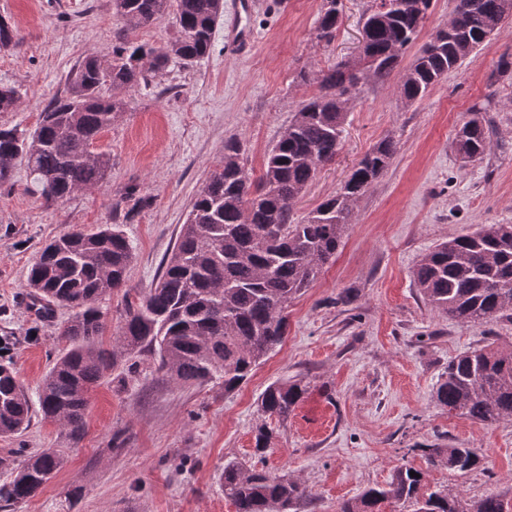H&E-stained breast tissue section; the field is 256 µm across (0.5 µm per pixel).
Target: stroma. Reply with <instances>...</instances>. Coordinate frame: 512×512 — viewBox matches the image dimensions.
Wrapping results in <instances>:
<instances>
[{
  "mask_svg": "<svg viewBox=\"0 0 512 512\" xmlns=\"http://www.w3.org/2000/svg\"><path fill=\"white\" fill-rule=\"evenodd\" d=\"M235 0H224L207 56L170 63L136 88L106 89L124 110L100 134L93 152L107 155L105 181L68 198L45 199L15 163L0 185V330L15 332L14 371L35 394L67 344L60 337L71 312L45 321L32 311L25 282L42 247L73 230L119 225L135 259L123 290L103 297L108 335L121 326L127 301L152 288L208 173L235 138L248 168L261 173L266 153L298 103L319 91L321 71L354 56L372 0H342L331 43L318 41L322 0H259L249 18L251 54H226ZM0 16L18 42L0 48V83L15 86V111L1 128L32 132L44 107L67 94L71 72L87 57L109 62L122 27L113 0H0ZM416 46L398 73L367 85L351 104L342 146L303 198L292 206L306 219L340 188L378 141L392 137L391 165L358 202L352 224L311 288L287 309L283 342L234 391L223 383L188 386L141 364L119 361L90 393L81 438L33 413L19 435L0 437V458L22 461L55 450L66 466L28 501L6 512H235L224 495V467L236 461L273 476L300 479L313 499L304 512H337L395 468L425 466L426 448L476 449L481 465L463 475L427 468L431 488L475 501L497 493L512 502V421L483 424L448 413L434 392L453 357L489 342L512 347V324H463L434 309L413 282L418 260L436 244L484 224H512V16L490 45L469 55L418 103L398 92ZM488 107L491 151L462 163L453 149L460 123ZM147 206L126 199L129 187ZM349 303H337L338 294ZM298 381L302 400L286 421L263 413L261 393ZM272 431L264 452L259 427Z\"/></svg>",
  "mask_w": 512,
  "mask_h": 512,
  "instance_id": "35a3bbf8",
  "label": "stroma"
}]
</instances>
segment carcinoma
I'll list each match as a JSON object with an SVG mask.
<instances>
[{
    "instance_id": "obj_1",
    "label": "carcinoma",
    "mask_w": 512,
    "mask_h": 512,
    "mask_svg": "<svg viewBox=\"0 0 512 512\" xmlns=\"http://www.w3.org/2000/svg\"><path fill=\"white\" fill-rule=\"evenodd\" d=\"M386 13L367 15L365 70L343 60L319 77L320 92L301 101L293 119L269 148L264 170L255 178L243 162L236 138L224 143V160L211 171L192 203L186 224L163 262L155 286L128 302L124 323L108 351L100 347L105 322L97 302L123 287L135 258L117 225L93 232L64 234L44 247L26 279L35 313L51 317L55 306L71 309L60 336L68 342L43 377L37 403L71 437L82 434L89 393L121 356L134 368L150 359L156 372L187 384L224 382L230 392L282 342L284 310L316 280L335 256L358 201L390 166L394 140L377 142L357 163L335 194L297 224L291 205L300 199L320 167L339 151L351 102L370 81L383 82L418 37L427 15L417 0H389ZM471 6L448 27L436 30L399 82L406 104L424 98L438 81L475 50L488 46L501 22L512 15V0H468ZM341 0H323L317 39L331 42L340 23ZM122 37L106 66L85 59L72 73L68 94L54 99L25 135L0 129V184L11 178L13 162L25 163L36 188L48 199H63L104 180L110 166L90 146L112 125L124 103L105 98L102 89H130L161 74L172 61L192 63L209 54L222 17L220 0H114ZM171 17L177 35L154 48L132 45L125 34ZM20 100L14 86L0 87V112ZM490 149L485 109L470 113L457 129L454 150L466 162ZM419 293L439 312L461 323H512V224H486L479 231L450 238L423 255L413 271ZM15 336H0V436L25 431L32 400L19 384L8 353ZM304 393L301 384L276 382L260 396L261 410L288 419ZM448 412L481 423L512 420V350L494 343L466 351L448 362L435 391ZM426 463L464 475L479 467L473 448L423 449ZM67 464L45 450L19 463L1 457L10 479L0 484V502L10 506L34 497ZM394 470L382 487L344 501L339 512H386L416 506L415 512H512L490 493L471 502L459 493L427 488V472ZM224 496L235 512H300L311 492L299 481L273 477L237 463L224 467Z\"/></svg>"
}]
</instances>
